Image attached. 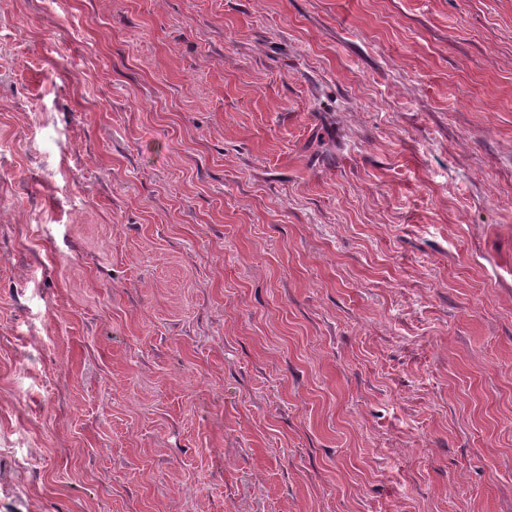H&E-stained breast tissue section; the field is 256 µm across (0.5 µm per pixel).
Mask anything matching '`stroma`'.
<instances>
[{"instance_id": "35a3bbf8", "label": "stroma", "mask_w": 512, "mask_h": 512, "mask_svg": "<svg viewBox=\"0 0 512 512\" xmlns=\"http://www.w3.org/2000/svg\"><path fill=\"white\" fill-rule=\"evenodd\" d=\"M0 512H512V0H0Z\"/></svg>"}]
</instances>
